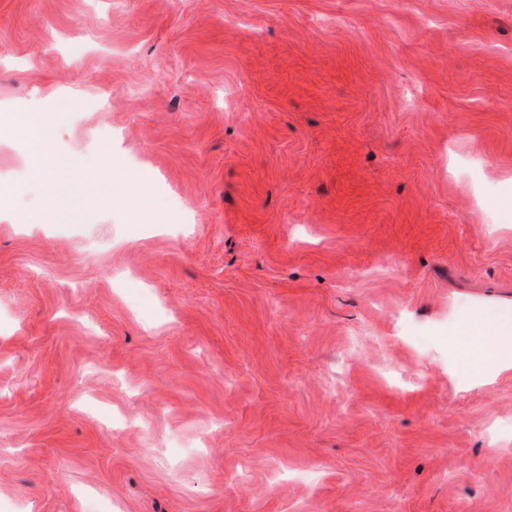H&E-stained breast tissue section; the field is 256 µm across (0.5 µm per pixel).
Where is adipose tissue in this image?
Masks as SVG:
<instances>
[{
  "label": "adipose tissue",
  "mask_w": 512,
  "mask_h": 512,
  "mask_svg": "<svg viewBox=\"0 0 512 512\" xmlns=\"http://www.w3.org/2000/svg\"><path fill=\"white\" fill-rule=\"evenodd\" d=\"M32 152L36 158L34 172L45 184L53 201H61L66 191L59 169L80 167L82 158L72 154L63 158L47 152L51 129L57 121L49 112H29L23 116ZM466 339L457 348L466 360L471 374L482 381L512 371V307L483 308L463 318L456 330Z\"/></svg>",
  "instance_id": "1"
}]
</instances>
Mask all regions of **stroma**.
I'll return each mask as SVG.
<instances>
[{
    "label": "stroma",
    "instance_id": "stroma-1",
    "mask_svg": "<svg viewBox=\"0 0 512 512\" xmlns=\"http://www.w3.org/2000/svg\"><path fill=\"white\" fill-rule=\"evenodd\" d=\"M18 101L83 165L0 127V512H512V0H0ZM14 112L23 114L24 127L29 135L32 153L36 157L35 175L45 184L49 197L55 202L61 201L66 194V189H63L60 181V164L64 163L69 168H80L82 157L78 154L56 157L46 151L51 128L57 121V116L52 114L55 112L26 113L21 106ZM455 336L466 344L453 347L466 360L475 381L512 371V307L483 308L463 318Z\"/></svg>",
    "mask_w": 512,
    "mask_h": 512
}]
</instances>
